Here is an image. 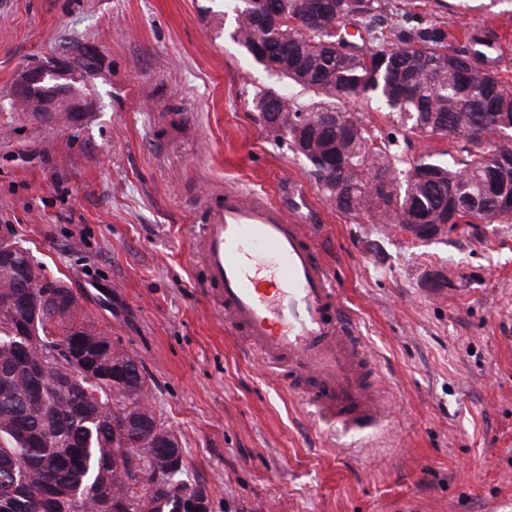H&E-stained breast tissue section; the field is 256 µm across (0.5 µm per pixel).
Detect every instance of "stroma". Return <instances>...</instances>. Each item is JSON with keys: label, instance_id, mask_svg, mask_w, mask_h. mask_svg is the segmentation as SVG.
<instances>
[{"label": "stroma", "instance_id": "35a3bbf8", "mask_svg": "<svg viewBox=\"0 0 512 512\" xmlns=\"http://www.w3.org/2000/svg\"><path fill=\"white\" fill-rule=\"evenodd\" d=\"M226 0H0V225L140 360L208 512H512V223L416 242L320 191L324 260L388 407L350 443L226 333L190 251L206 201L311 182L263 126L277 86L230 37ZM490 28L512 82V0H383ZM91 46L86 112L11 103L19 70Z\"/></svg>", "mask_w": 512, "mask_h": 512}]
</instances>
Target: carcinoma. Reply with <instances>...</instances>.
Segmentation results:
<instances>
[{
  "mask_svg": "<svg viewBox=\"0 0 512 512\" xmlns=\"http://www.w3.org/2000/svg\"><path fill=\"white\" fill-rule=\"evenodd\" d=\"M231 38L284 81L253 96L263 124L307 162L323 195L372 224L414 205L434 221L509 224L512 85L493 67L496 45L475 29L464 44L445 26L404 27L387 42L380 0H328L305 29L265 26L271 8L302 18V0H228ZM376 103L421 137L446 138V158H406L393 134L373 132L351 107ZM181 443L157 414L137 356L82 310L79 296L48 279L24 247L0 267V512H151L170 493L205 506L183 479Z\"/></svg>",
  "mask_w": 512,
  "mask_h": 512,
  "instance_id": "carcinoma-1",
  "label": "carcinoma"
}]
</instances>
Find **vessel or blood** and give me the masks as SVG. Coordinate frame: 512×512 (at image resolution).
<instances>
[{
    "mask_svg": "<svg viewBox=\"0 0 512 512\" xmlns=\"http://www.w3.org/2000/svg\"><path fill=\"white\" fill-rule=\"evenodd\" d=\"M321 234L305 184L288 179L277 200L225 188L191 245L226 328L327 428L352 434L380 419L377 368L322 259Z\"/></svg>",
    "mask_w": 512,
    "mask_h": 512,
    "instance_id": "b4317fda",
    "label": "vessel or blood"
}]
</instances>
